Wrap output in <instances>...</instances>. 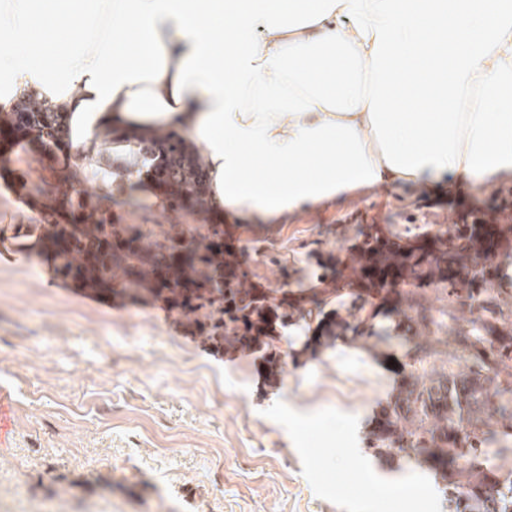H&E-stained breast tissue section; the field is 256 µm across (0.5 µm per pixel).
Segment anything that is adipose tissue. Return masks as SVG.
<instances>
[{
	"mask_svg": "<svg viewBox=\"0 0 512 512\" xmlns=\"http://www.w3.org/2000/svg\"><path fill=\"white\" fill-rule=\"evenodd\" d=\"M0 111L45 99L78 176L176 130L212 211L512 173V0H0Z\"/></svg>",
	"mask_w": 512,
	"mask_h": 512,
	"instance_id": "obj_1",
	"label": "adipose tissue"
}]
</instances>
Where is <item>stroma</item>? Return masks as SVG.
<instances>
[{
  "label": "stroma",
  "instance_id": "35a3bbf8",
  "mask_svg": "<svg viewBox=\"0 0 512 512\" xmlns=\"http://www.w3.org/2000/svg\"><path fill=\"white\" fill-rule=\"evenodd\" d=\"M12 153L0 164V228L11 230L42 223L47 209L26 183L53 181L32 148L16 143ZM91 182L116 224L192 231L222 221L125 198L101 168ZM505 200L504 174L433 192L360 185L307 211L235 224L233 234L249 249L253 282L287 289L299 306L324 280L350 277L344 258L369 225L414 243L457 211ZM494 267L495 327L512 332V241ZM376 304L372 338L339 330L313 359L300 350L315 327L292 317L280 333L298 357L273 385L261 353L215 352L162 301L86 292L19 239H1L0 393L12 408L0 439V512H446L433 470L400 453L374 458L363 437L416 356L397 337L434 339L427 374L465 373V362L449 363L446 340L480 328L486 314L432 285Z\"/></svg>",
  "mask_w": 512,
  "mask_h": 512
}]
</instances>
